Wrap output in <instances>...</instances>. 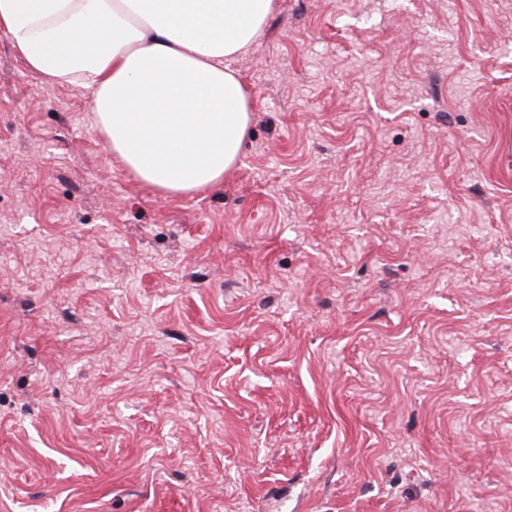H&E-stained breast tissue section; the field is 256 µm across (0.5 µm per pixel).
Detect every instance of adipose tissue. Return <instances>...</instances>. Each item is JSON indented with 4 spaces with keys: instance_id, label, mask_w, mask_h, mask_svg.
Here are the masks:
<instances>
[{
    "instance_id": "adipose-tissue-1",
    "label": "adipose tissue",
    "mask_w": 512,
    "mask_h": 512,
    "mask_svg": "<svg viewBox=\"0 0 512 512\" xmlns=\"http://www.w3.org/2000/svg\"><path fill=\"white\" fill-rule=\"evenodd\" d=\"M274 0H0V31L50 87L85 94L113 154L161 196H191L236 165L253 108L226 64Z\"/></svg>"
}]
</instances>
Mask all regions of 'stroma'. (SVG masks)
Masks as SVG:
<instances>
[{
  "instance_id": "obj_1",
  "label": "stroma",
  "mask_w": 512,
  "mask_h": 512,
  "mask_svg": "<svg viewBox=\"0 0 512 512\" xmlns=\"http://www.w3.org/2000/svg\"><path fill=\"white\" fill-rule=\"evenodd\" d=\"M164 198L0 32V512H512V0H275Z\"/></svg>"
}]
</instances>
